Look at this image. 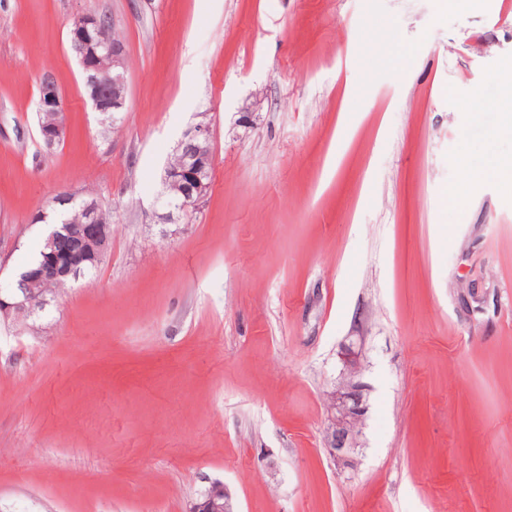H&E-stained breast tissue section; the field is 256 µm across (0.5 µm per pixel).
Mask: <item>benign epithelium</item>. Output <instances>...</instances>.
<instances>
[{
    "instance_id": "benign-epithelium-1",
    "label": "benign epithelium",
    "mask_w": 512,
    "mask_h": 512,
    "mask_svg": "<svg viewBox=\"0 0 512 512\" xmlns=\"http://www.w3.org/2000/svg\"><path fill=\"white\" fill-rule=\"evenodd\" d=\"M96 14L73 18L69 26L70 43L79 48V62L84 88L95 111L116 115L127 103L126 48L118 42L99 40ZM38 112L47 113L48 121L39 125V136L45 148L51 149L63 139L66 125V106L62 92L53 76L46 73L38 81ZM181 164L167 170L162 178L163 212L158 214L162 224H174L178 218L193 213L206 196L214 167L211 147V126L200 121L188 127L177 141ZM85 222L75 238L52 233L46 241L41 263L19 274L17 280H36L48 285L38 293L30 288L10 291L0 296V318L25 322L37 310L45 309L51 299L49 285L77 280L88 263H95L106 252L112 236V225L100 217L99 204L82 198ZM340 372L333 386L325 393L328 418L327 448L337 465L353 468L356 451L367 414L364 369V340L350 336L339 352ZM190 512H237L230 489L220 481H212L190 507Z\"/></svg>"
}]
</instances>
